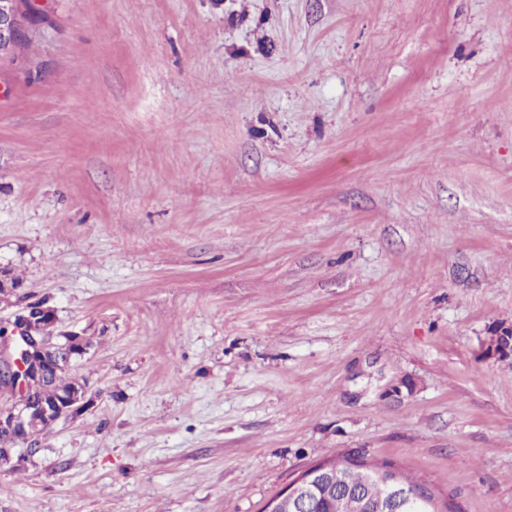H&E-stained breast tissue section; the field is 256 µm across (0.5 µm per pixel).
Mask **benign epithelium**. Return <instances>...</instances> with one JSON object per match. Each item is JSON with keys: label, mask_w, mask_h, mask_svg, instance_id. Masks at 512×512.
I'll use <instances>...</instances> for the list:
<instances>
[{"label": "benign epithelium", "mask_w": 512, "mask_h": 512, "mask_svg": "<svg viewBox=\"0 0 512 512\" xmlns=\"http://www.w3.org/2000/svg\"><path fill=\"white\" fill-rule=\"evenodd\" d=\"M24 0H0V56L10 51L24 36L36 17L25 18ZM47 313V309H42ZM40 313V314H42ZM40 314L27 304L14 320L0 325V390L11 392V399L0 404V434L15 447V457L0 461V467L25 463L40 447L36 430L45 421H59L83 412L91 404L88 387L51 403L37 402L31 397V379L50 377L53 363L70 361L75 353L83 356L81 335L63 332L57 336H38L34 322ZM325 473L329 482L335 477L329 467L315 466L296 483L266 504L264 512H307L311 507L317 477ZM346 512H383L386 504H375L368 499L366 487L348 483L336 486Z\"/></svg>", "instance_id": "benign-epithelium-1"}]
</instances>
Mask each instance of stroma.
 Here are the masks:
<instances>
[{"mask_svg": "<svg viewBox=\"0 0 512 512\" xmlns=\"http://www.w3.org/2000/svg\"><path fill=\"white\" fill-rule=\"evenodd\" d=\"M0 322L93 404L0 512H263L359 450L512 512V0H32Z\"/></svg>", "mask_w": 512, "mask_h": 512, "instance_id": "obj_1", "label": "stroma"}]
</instances>
